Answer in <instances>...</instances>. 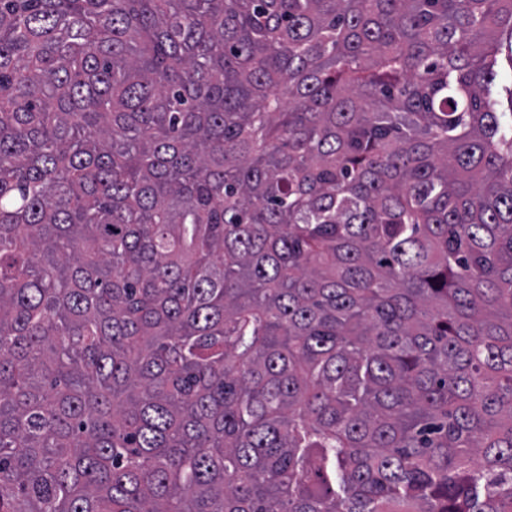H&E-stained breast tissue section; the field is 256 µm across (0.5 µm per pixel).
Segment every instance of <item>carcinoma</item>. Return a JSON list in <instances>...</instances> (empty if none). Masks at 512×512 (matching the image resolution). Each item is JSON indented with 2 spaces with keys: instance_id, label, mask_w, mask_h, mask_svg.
<instances>
[{
  "instance_id": "cac0c4a2",
  "label": "carcinoma",
  "mask_w": 512,
  "mask_h": 512,
  "mask_svg": "<svg viewBox=\"0 0 512 512\" xmlns=\"http://www.w3.org/2000/svg\"><path fill=\"white\" fill-rule=\"evenodd\" d=\"M512 0H0V512H512ZM496 86L498 90V105L497 112H503L500 114V119L505 127L511 126L512 123V111H510V104L508 99V90L512 86V71L510 66L505 62L499 75L496 79ZM511 112V114H510Z\"/></svg>"
}]
</instances>
